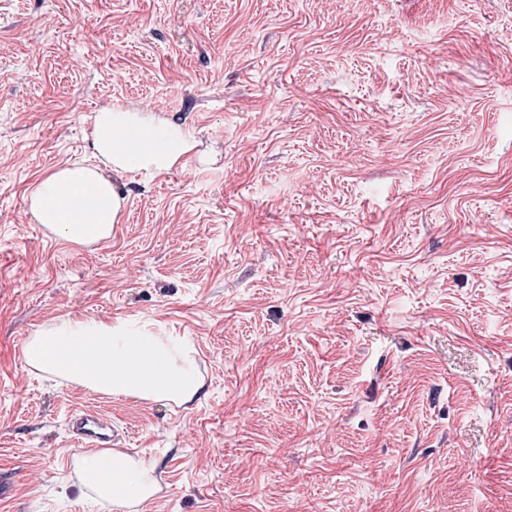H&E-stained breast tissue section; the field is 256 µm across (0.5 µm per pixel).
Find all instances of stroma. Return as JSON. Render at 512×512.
<instances>
[{"label":"stroma","instance_id":"35a3bbf8","mask_svg":"<svg viewBox=\"0 0 512 512\" xmlns=\"http://www.w3.org/2000/svg\"><path fill=\"white\" fill-rule=\"evenodd\" d=\"M107 105L197 147L76 246L26 194ZM67 315L189 337L205 396L29 372ZM87 407L138 512H512V0H0V512H102ZM67 422L73 439L83 447L96 448L110 442L111 436L106 433L107 430L112 431L108 420L96 409L72 411L67 416ZM106 459L120 479L121 494H116L105 480L103 461ZM153 472V464L137 454L127 449L107 448L79 457L73 467V481L88 491L104 509L132 511L160 491L159 483L151 476Z\"/></svg>","mask_w":512,"mask_h":512}]
</instances>
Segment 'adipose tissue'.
<instances>
[{
	"instance_id": "adipose-tissue-1",
	"label": "adipose tissue",
	"mask_w": 512,
	"mask_h": 512,
	"mask_svg": "<svg viewBox=\"0 0 512 512\" xmlns=\"http://www.w3.org/2000/svg\"><path fill=\"white\" fill-rule=\"evenodd\" d=\"M88 141L89 158L56 167L27 194L32 221L78 246L109 238L122 221L125 199L110 173L166 172L196 147L186 127L163 113L118 105L96 113ZM196 355L186 338L131 318L104 322L64 316L37 329L23 346L31 370L107 396L178 407L205 393ZM153 472V464L142 457L107 448L79 457L73 481L106 512H134L160 490Z\"/></svg>"
}]
</instances>
